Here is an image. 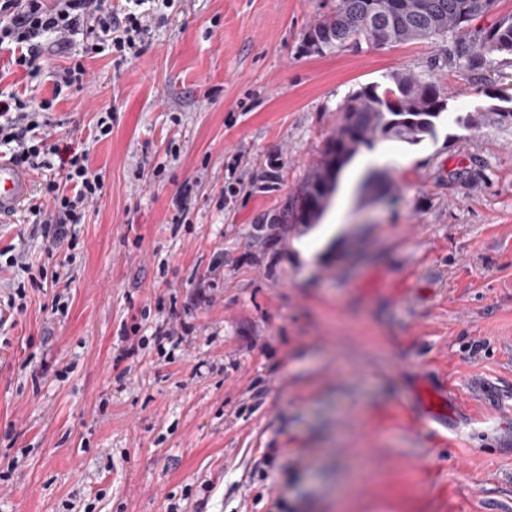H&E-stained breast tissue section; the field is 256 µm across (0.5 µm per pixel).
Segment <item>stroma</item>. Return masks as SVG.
<instances>
[{"mask_svg": "<svg viewBox=\"0 0 512 512\" xmlns=\"http://www.w3.org/2000/svg\"><path fill=\"white\" fill-rule=\"evenodd\" d=\"M335 5L173 0L141 55L89 59L49 112L104 188L68 265L28 213L0 219L1 251L69 280L66 315L31 290L0 325V512H437L433 474L448 512H512V56L471 71L447 37L305 53ZM67 64L30 83L1 53L0 88L51 97ZM401 70L448 93L433 134L360 152L319 224L276 223L347 99ZM370 171L385 203L359 190ZM131 322L146 342L122 375ZM167 322L190 330L160 350ZM420 364L479 436L443 448L386 418Z\"/></svg>", "mask_w": 512, "mask_h": 512, "instance_id": "35a3bbf8", "label": "stroma"}]
</instances>
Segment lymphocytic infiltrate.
I'll return each mask as SVG.
<instances>
[{
	"label": "lymphocytic infiltrate",
	"mask_w": 512,
	"mask_h": 512,
	"mask_svg": "<svg viewBox=\"0 0 512 512\" xmlns=\"http://www.w3.org/2000/svg\"><path fill=\"white\" fill-rule=\"evenodd\" d=\"M169 0H0V51L29 77L40 75L41 60L53 48H67L72 37L85 43L78 58L54 75L51 98L33 101L0 89V146H12V159L32 170H44L40 193L28 212L47 255L71 247L74 225L83 223L102 194L103 177L90 169L87 152L62 151L55 141L45 112L51 111L63 90L82 85L89 72L85 62L108 52L117 60L146 48L153 20L161 19ZM10 266L31 276L29 286H17L7 298L9 308H21L27 287L57 284L60 270L34 265L25 251L9 257Z\"/></svg>",
	"instance_id": "obj_1"
}]
</instances>
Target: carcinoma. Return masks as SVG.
Returning a JSON list of instances; mask_svg holds the SVG:
<instances>
[{
  "mask_svg": "<svg viewBox=\"0 0 512 512\" xmlns=\"http://www.w3.org/2000/svg\"><path fill=\"white\" fill-rule=\"evenodd\" d=\"M496 0H336L333 13L308 29L306 37L321 51L363 39L375 45L404 44L444 37L467 28L490 13ZM512 56V17H502L481 32L479 42L458 38L448 59L475 71L486 55ZM448 98L432 82L398 71L386 85L364 87L348 98L329 148L299 191L279 215L281 224L312 225L329 206L343 168L364 147L393 139L414 144L433 133L434 119L447 109Z\"/></svg>",
  "mask_w": 512,
  "mask_h": 512,
  "instance_id": "carcinoma-1",
  "label": "carcinoma"
}]
</instances>
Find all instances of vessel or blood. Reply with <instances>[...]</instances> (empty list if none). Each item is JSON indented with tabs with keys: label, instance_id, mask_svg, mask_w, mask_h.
I'll use <instances>...</instances> for the list:
<instances>
[{
	"label": "vessel or blood",
	"instance_id": "1",
	"mask_svg": "<svg viewBox=\"0 0 512 512\" xmlns=\"http://www.w3.org/2000/svg\"><path fill=\"white\" fill-rule=\"evenodd\" d=\"M32 193L30 173L0 154V217L22 210ZM398 411L409 424L427 429L437 442L450 445L455 441L452 424L465 408L448 380L432 381L421 368Z\"/></svg>",
	"mask_w": 512,
	"mask_h": 512
}]
</instances>
